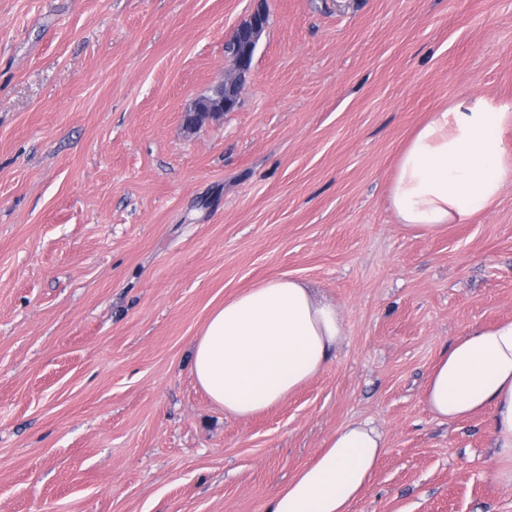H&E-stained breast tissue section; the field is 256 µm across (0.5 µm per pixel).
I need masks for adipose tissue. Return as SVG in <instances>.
<instances>
[{"instance_id":"1","label":"adipose tissue","mask_w":512,"mask_h":512,"mask_svg":"<svg viewBox=\"0 0 512 512\" xmlns=\"http://www.w3.org/2000/svg\"><path fill=\"white\" fill-rule=\"evenodd\" d=\"M510 125L512 106L482 95L433 113L404 147L389 185L400 224L434 233L487 209L512 184V146L504 137ZM345 337L334 303L304 281L270 279L210 313L193 345L191 375L226 413L251 417L325 371ZM423 398L447 422L487 416L497 475L512 483L511 319L454 338L434 363ZM383 448L370 422L338 428L270 496L265 512H350Z\"/></svg>"}]
</instances>
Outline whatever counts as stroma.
Listing matches in <instances>:
<instances>
[{
    "label": "stroma",
    "instance_id": "1",
    "mask_svg": "<svg viewBox=\"0 0 512 512\" xmlns=\"http://www.w3.org/2000/svg\"><path fill=\"white\" fill-rule=\"evenodd\" d=\"M260 5L236 107L187 130ZM472 94L512 104V0H0V512H264L363 420L386 448L351 512H512L486 417L423 402L452 339L512 319V186L427 236L387 195ZM281 276L347 338L281 404L224 413L191 347Z\"/></svg>",
    "mask_w": 512,
    "mask_h": 512
}]
</instances>
